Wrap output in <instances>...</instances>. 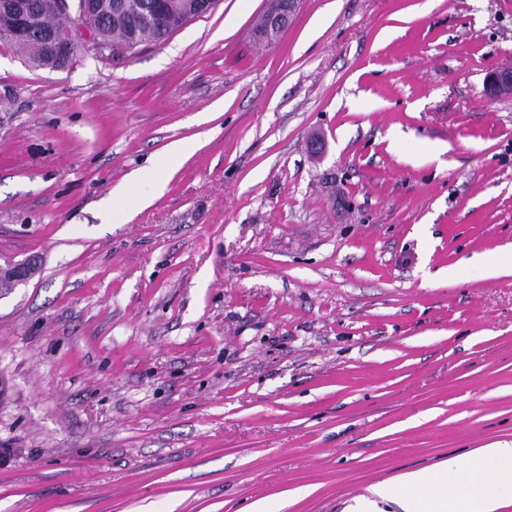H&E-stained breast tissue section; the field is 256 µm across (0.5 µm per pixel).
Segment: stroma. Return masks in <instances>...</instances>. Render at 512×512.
Returning <instances> with one entry per match:
<instances>
[{
	"label": "stroma",
	"instance_id": "obj_1",
	"mask_svg": "<svg viewBox=\"0 0 512 512\" xmlns=\"http://www.w3.org/2000/svg\"><path fill=\"white\" fill-rule=\"evenodd\" d=\"M268 2L63 70L0 43V261L38 260L0 512H347L512 443V0H297L266 42ZM486 91L488 94L512 93V67L491 70L486 77Z\"/></svg>",
	"mask_w": 512,
	"mask_h": 512
}]
</instances>
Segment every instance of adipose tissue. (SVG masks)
Instances as JSON below:
<instances>
[{
  "label": "adipose tissue",
  "instance_id": "adipose-tissue-1",
  "mask_svg": "<svg viewBox=\"0 0 512 512\" xmlns=\"http://www.w3.org/2000/svg\"><path fill=\"white\" fill-rule=\"evenodd\" d=\"M512 502V445L494 443L431 468L414 470L367 487L351 512H501Z\"/></svg>",
  "mask_w": 512,
  "mask_h": 512
}]
</instances>
